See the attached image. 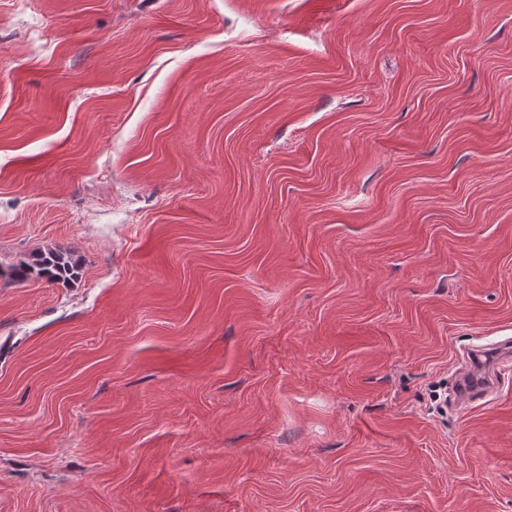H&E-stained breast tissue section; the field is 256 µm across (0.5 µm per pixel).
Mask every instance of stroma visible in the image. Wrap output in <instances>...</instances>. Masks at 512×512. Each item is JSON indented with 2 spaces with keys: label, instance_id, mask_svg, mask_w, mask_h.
I'll list each match as a JSON object with an SVG mask.
<instances>
[{
  "label": "stroma",
  "instance_id": "1",
  "mask_svg": "<svg viewBox=\"0 0 512 512\" xmlns=\"http://www.w3.org/2000/svg\"><path fill=\"white\" fill-rule=\"evenodd\" d=\"M509 338L512 0H0V512H512ZM77 269V260L72 253L53 248L21 262L14 268V274L19 279L36 277L49 282L68 281L77 275ZM508 345L492 343L484 346H475L470 353V367L467 374L461 379L457 393V403L467 404L471 398L480 393L487 392V386L492 382L497 360L504 354L510 357V339ZM467 379V381H465Z\"/></svg>",
  "mask_w": 512,
  "mask_h": 512
}]
</instances>
